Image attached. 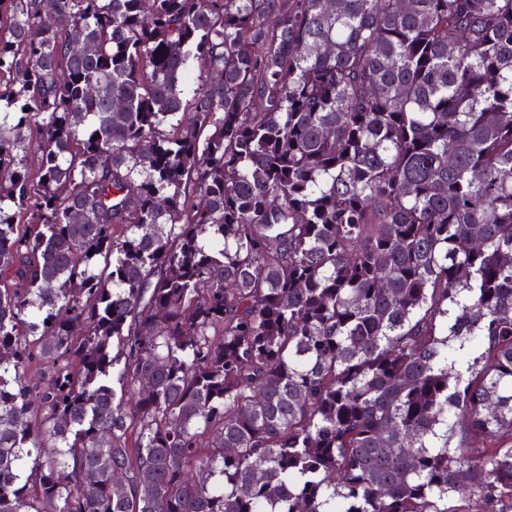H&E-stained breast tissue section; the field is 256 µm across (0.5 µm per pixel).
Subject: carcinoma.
<instances>
[{
    "instance_id": "obj_1",
    "label": "carcinoma",
    "mask_w": 512,
    "mask_h": 512,
    "mask_svg": "<svg viewBox=\"0 0 512 512\" xmlns=\"http://www.w3.org/2000/svg\"><path fill=\"white\" fill-rule=\"evenodd\" d=\"M0 512H512V0H0Z\"/></svg>"
}]
</instances>
